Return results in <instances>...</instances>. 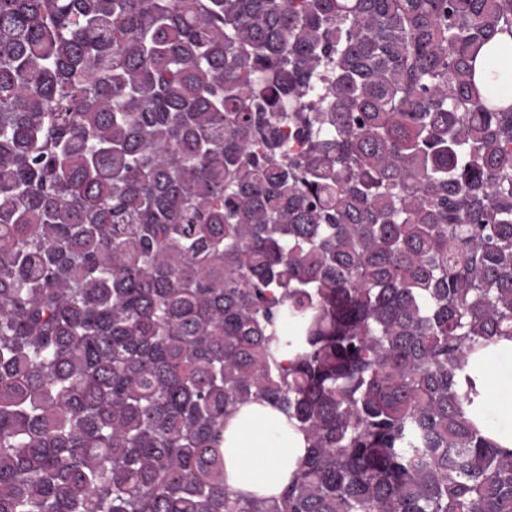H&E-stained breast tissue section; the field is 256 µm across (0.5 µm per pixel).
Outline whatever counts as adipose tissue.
Instances as JSON below:
<instances>
[{
    "mask_svg": "<svg viewBox=\"0 0 512 512\" xmlns=\"http://www.w3.org/2000/svg\"><path fill=\"white\" fill-rule=\"evenodd\" d=\"M303 433L268 404L241 406L224 428V483L232 491L279 495L305 452Z\"/></svg>",
    "mask_w": 512,
    "mask_h": 512,
    "instance_id": "obj_1",
    "label": "adipose tissue"
}]
</instances>
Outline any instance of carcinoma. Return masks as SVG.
<instances>
[{"label":"carcinoma","instance_id":"obj_1","mask_svg":"<svg viewBox=\"0 0 512 512\" xmlns=\"http://www.w3.org/2000/svg\"><path fill=\"white\" fill-rule=\"evenodd\" d=\"M509 41L512 0H0V512H512L470 368ZM252 402L305 435L280 496L224 483Z\"/></svg>","mask_w":512,"mask_h":512}]
</instances>
